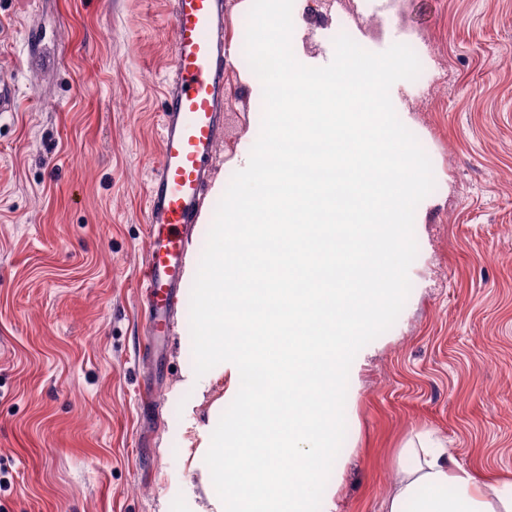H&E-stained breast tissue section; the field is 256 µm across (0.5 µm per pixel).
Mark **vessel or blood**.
Returning <instances> with one entry per match:
<instances>
[{"label": "vessel or blood", "instance_id": "obj_1", "mask_svg": "<svg viewBox=\"0 0 512 512\" xmlns=\"http://www.w3.org/2000/svg\"><path fill=\"white\" fill-rule=\"evenodd\" d=\"M172 67L164 87L159 160L147 187V256L139 303L147 357L160 358L182 305L191 235L201 221L211 162L224 137L227 0H172Z\"/></svg>", "mask_w": 512, "mask_h": 512}]
</instances>
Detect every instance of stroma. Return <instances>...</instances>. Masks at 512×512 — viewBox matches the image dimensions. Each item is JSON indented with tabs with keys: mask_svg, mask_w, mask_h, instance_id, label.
<instances>
[{
	"mask_svg": "<svg viewBox=\"0 0 512 512\" xmlns=\"http://www.w3.org/2000/svg\"><path fill=\"white\" fill-rule=\"evenodd\" d=\"M170 0H0V512H195L193 451L226 378L183 387L188 309L162 374L143 354L137 279L147 179L171 64ZM332 27L317 29L322 15ZM362 48L428 32L400 121L430 158L414 219L411 290L377 337L346 417L337 512H384L397 458L420 431L478 479L512 483V0H295L304 57L329 64L347 15ZM224 75L214 178L230 182L263 115L262 85ZM149 386L159 418L141 413Z\"/></svg>",
	"mask_w": 512,
	"mask_h": 512,
	"instance_id": "obj_1",
	"label": "stroma"
}]
</instances>
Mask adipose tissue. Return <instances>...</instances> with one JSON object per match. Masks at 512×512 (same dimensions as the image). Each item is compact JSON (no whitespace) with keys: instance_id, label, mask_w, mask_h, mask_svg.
<instances>
[{"instance_id":"1","label":"adipose tissue","mask_w":512,"mask_h":512,"mask_svg":"<svg viewBox=\"0 0 512 512\" xmlns=\"http://www.w3.org/2000/svg\"><path fill=\"white\" fill-rule=\"evenodd\" d=\"M387 512H512V484L477 481L430 436L408 441Z\"/></svg>"}]
</instances>
